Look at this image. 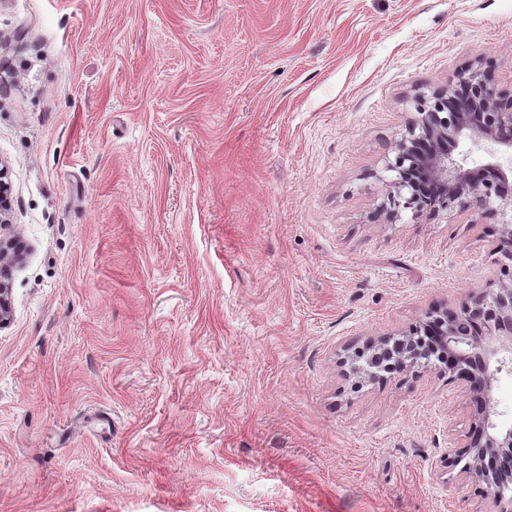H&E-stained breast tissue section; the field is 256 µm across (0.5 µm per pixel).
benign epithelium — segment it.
<instances>
[{
	"instance_id": "obj_1",
	"label": "benign epithelium",
	"mask_w": 512,
	"mask_h": 512,
	"mask_svg": "<svg viewBox=\"0 0 512 512\" xmlns=\"http://www.w3.org/2000/svg\"><path fill=\"white\" fill-rule=\"evenodd\" d=\"M482 144L512 148V88L499 87L493 74L477 61L458 71L448 86L429 97H416V112L395 144L394 162L386 166L395 178L376 215L387 224L395 223L402 210L411 211L415 219L475 208L490 217L505 216L512 209V182L501 166L486 162L482 169L491 176L477 179L465 167L466 158L453 155L461 145ZM494 200L499 207L490 206ZM501 242L499 253L512 261V220H502ZM501 271L508 282L498 291L476 295L456 311L429 312L426 319L439 326V345L453 365L449 372H458L466 382L474 406V422L466 439L448 446V465L467 459L462 472L478 484L495 487L498 512H512V498L503 501L512 470L492 479L488 466L505 454L512 458V426L499 428L491 420L497 374L512 363V266L504 263ZM467 318L480 320V334L460 335L459 325ZM395 348V371L410 370L431 359L423 342L412 337L396 341Z\"/></svg>"
}]
</instances>
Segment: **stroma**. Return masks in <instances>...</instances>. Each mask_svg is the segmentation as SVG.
Listing matches in <instances>:
<instances>
[{
  "label": "stroma",
  "instance_id": "35a3bbf8",
  "mask_svg": "<svg viewBox=\"0 0 512 512\" xmlns=\"http://www.w3.org/2000/svg\"><path fill=\"white\" fill-rule=\"evenodd\" d=\"M478 59L512 0H0V512H494L464 383L349 365L499 286L480 212L373 219Z\"/></svg>",
  "mask_w": 512,
  "mask_h": 512
}]
</instances>
